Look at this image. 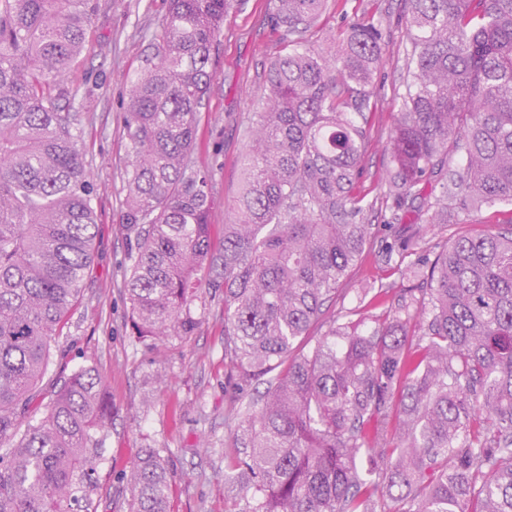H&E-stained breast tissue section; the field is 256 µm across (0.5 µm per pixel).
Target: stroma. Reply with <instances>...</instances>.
Listing matches in <instances>:
<instances>
[{
	"label": "stroma",
	"mask_w": 512,
	"mask_h": 512,
	"mask_svg": "<svg viewBox=\"0 0 512 512\" xmlns=\"http://www.w3.org/2000/svg\"><path fill=\"white\" fill-rule=\"evenodd\" d=\"M87 30L88 47L70 67L69 83L86 96L87 118L80 149L100 187L94 202L96 237L82 296L70 309L52 343V361L36 390L25 421L42 418L57 387L81 367H96L112 405V424L102 434L101 461L92 512H128L130 492L124 475L142 449L156 448L172 475L171 512H243L246 491L224 480V458L241 431L231 416L239 403H256L264 385L240 387L224 362V293L201 289L191 304L199 325L193 335L174 336L161 347L137 336L125 291L128 243L119 222L126 197L128 144L123 135L130 77L152 53V36L166 14V0H95ZM409 0H328L317 24L306 34L311 48L342 39L363 21L378 23L385 41L371 88L361 184L373 207L364 215L372 245L352 272L346 292L332 313H345L367 290L370 315L390 309L399 290L417 287L414 277L392 276V291L381 292L382 259L402 236L390 222V203L381 182L393 169L387 143L393 115L405 92L402 77L411 50L406 30ZM273 0H233L224 33L212 57L215 78L198 115L199 164L212 175L210 214L214 243L224 238L242 187V157L251 118L265 95L269 60L284 53L272 25ZM512 223V205L451 213L428 238L438 252L447 239L467 232L502 230Z\"/></svg>",
	"instance_id": "35a3bbf8"
}]
</instances>
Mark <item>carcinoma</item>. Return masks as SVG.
I'll list each match as a JSON object with an SVG mask.
<instances>
[{"mask_svg": "<svg viewBox=\"0 0 512 512\" xmlns=\"http://www.w3.org/2000/svg\"><path fill=\"white\" fill-rule=\"evenodd\" d=\"M327 0H274L288 52L267 65L234 219L215 247L211 174L195 158L198 113L230 0H168L148 67L130 80L122 229L137 332L189 336L199 290L224 289V360L250 385L273 373L225 479L249 512H512V228L452 237L412 272L375 326L329 321L298 347L371 242L357 189L382 55L373 22L314 50ZM94 0H0V512H90L99 434L112 423L99 374L73 373L21 429L50 345L84 287L97 184L79 142L70 63ZM406 93L385 180L400 255L462 210L512 204V0H409ZM465 157L461 169L449 159ZM438 189L418 212L423 186ZM393 431L387 439L381 433ZM130 512H170L164 456L125 475Z\"/></svg>", "mask_w": 512, "mask_h": 512, "instance_id": "obj_1", "label": "carcinoma"}]
</instances>
